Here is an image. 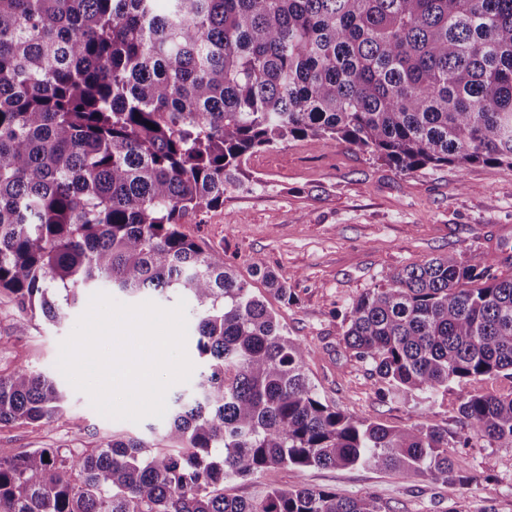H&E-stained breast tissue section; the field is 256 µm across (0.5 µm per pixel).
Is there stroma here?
Instances as JSON below:
<instances>
[{"label": "stroma", "instance_id": "stroma-1", "mask_svg": "<svg viewBox=\"0 0 512 512\" xmlns=\"http://www.w3.org/2000/svg\"><path fill=\"white\" fill-rule=\"evenodd\" d=\"M242 186L224 206L184 225L186 234L221 251L242 277L260 256L288 281L294 305L269 300L291 337L304 341L312 381L323 400L371 422L407 427L427 415L449 432L467 435L458 413L457 387L438 395L427 412L414 401L382 402L368 364L342 336L347 304L405 266L454 254L459 260L497 255L512 274V168H465L401 173L336 141L288 142L251 156ZM87 300L66 308L51 325L19 311L0 295V375L25 367L57 373L60 344L73 331ZM63 409L50 423L0 425V456L38 448H92L121 431L146 440L164 420L141 422L100 415L89 396L64 384ZM470 478L437 485L421 477L369 468H280L237 482L236 494L255 497L267 486L311 485L343 496H375L382 512H512V447L472 438L464 449Z\"/></svg>", "mask_w": 512, "mask_h": 512}]
</instances>
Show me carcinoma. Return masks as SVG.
Masks as SVG:
<instances>
[{"instance_id":"cac0c4a2","label":"carcinoma","mask_w":512,"mask_h":512,"mask_svg":"<svg viewBox=\"0 0 512 512\" xmlns=\"http://www.w3.org/2000/svg\"><path fill=\"white\" fill-rule=\"evenodd\" d=\"M292 140L342 141L400 172L512 167V0H0V293L52 324L88 288L178 293L205 359L156 443L114 433L0 456V512H381L370 495L247 499L229 483L352 466L468 480L448 449L470 437L322 400L306 345L182 231L224 206L254 153ZM251 270L297 302L264 258ZM343 323L383 402L512 378V276L488 255L407 266ZM62 399L55 378L18 368L0 376V425L46 424ZM458 413L512 445V394L466 391Z\"/></svg>"}]
</instances>
